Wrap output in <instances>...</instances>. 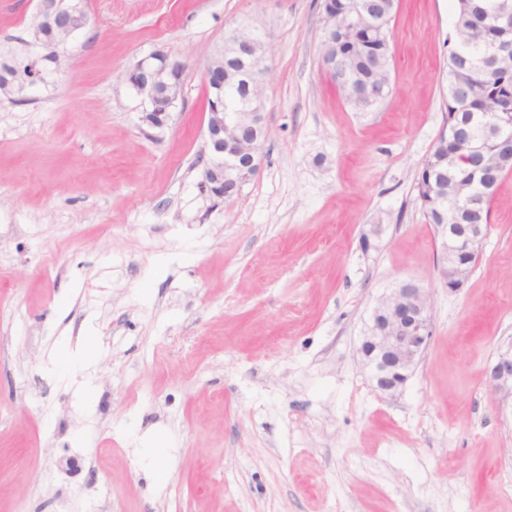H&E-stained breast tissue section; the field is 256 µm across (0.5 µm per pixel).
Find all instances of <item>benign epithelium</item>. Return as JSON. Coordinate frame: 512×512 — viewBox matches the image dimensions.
I'll return each mask as SVG.
<instances>
[{"label":"benign epithelium","mask_w":512,"mask_h":512,"mask_svg":"<svg viewBox=\"0 0 512 512\" xmlns=\"http://www.w3.org/2000/svg\"><path fill=\"white\" fill-rule=\"evenodd\" d=\"M323 40L321 66L331 79L349 90L359 99L378 97V90L369 86H357L352 80V68L348 58L334 46L336 20L350 28H364L380 32L385 26L388 7L383 0H371L366 11L354 8L345 13L337 11L334 0H322ZM86 15L84 0H39L34 15V37L48 30L60 34L53 40L55 61H60L61 47L81 30L77 24ZM498 28L512 29V0H503L496 16ZM240 59L252 62L249 71L248 101L235 112L224 111V105L215 104L207 113L206 144L208 161L203 172L206 184L217 189H237L242 185V174L254 175L260 167V150L268 137L265 125L264 101L261 90L263 76L268 71L271 47L269 38L253 25H241L231 34ZM41 54L33 55L25 68L7 72L5 86L32 88L44 81V69L39 63ZM509 54L494 48L479 67H506ZM184 65L168 56L155 52L138 61L124 74L128 87L141 98V122L161 129L170 117L182 92L181 78ZM237 71L224 62V50L218 48L204 68V80L213 81L218 89L232 82ZM448 136L463 141L469 148L470 157L477 159L483 153L480 142L470 131L453 125ZM497 159L481 161L476 165L473 181L448 185V200L462 208L471 217L466 224L435 227L440 257L445 265L437 269L438 280L450 291H458L466 284L473 264L478 262L482 245L489 233V225L478 220L481 205L504 172V163L512 160V136L495 134ZM433 335L428 293L414 278L399 281L389 293L381 296L374 305L366 324L360 354L362 364L371 375L375 389L381 394H393L409 380L427 351ZM488 382L495 392L512 390V350L498 354L487 369Z\"/></svg>","instance_id":"obj_1"}]
</instances>
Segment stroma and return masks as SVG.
<instances>
[{"mask_svg": "<svg viewBox=\"0 0 512 512\" xmlns=\"http://www.w3.org/2000/svg\"><path fill=\"white\" fill-rule=\"evenodd\" d=\"M320 5L86 0L61 71L0 94V512H512V394L486 377L512 349V174L456 292L416 199L453 0H398L366 110L320 68ZM35 8L0 0L1 45L39 53ZM243 24L271 38L269 135L222 199L203 70ZM154 51L185 65L161 130L122 79ZM405 277L433 337L382 395L361 336Z\"/></svg>", "mask_w": 512, "mask_h": 512, "instance_id": "obj_1", "label": "stroma"}]
</instances>
